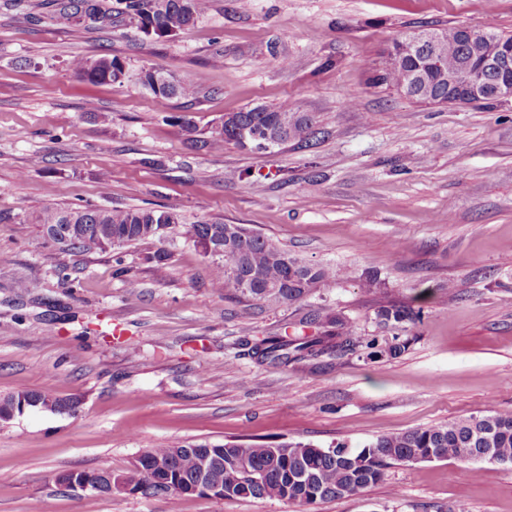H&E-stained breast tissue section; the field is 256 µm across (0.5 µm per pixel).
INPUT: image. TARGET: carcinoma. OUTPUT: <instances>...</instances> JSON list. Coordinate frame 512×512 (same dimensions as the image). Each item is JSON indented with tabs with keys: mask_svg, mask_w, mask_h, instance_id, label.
Segmentation results:
<instances>
[{
	"mask_svg": "<svg viewBox=\"0 0 512 512\" xmlns=\"http://www.w3.org/2000/svg\"><path fill=\"white\" fill-rule=\"evenodd\" d=\"M208 0H117L121 13L139 28L161 30L177 36L189 28L207 10ZM51 15L63 25L112 19V0H47ZM511 42L512 35L491 33V38L472 44L457 28L443 30L442 40L433 48L421 49L394 66L391 52L399 51L402 38H395L385 50L386 65L376 81L392 87L422 103L438 104L444 100L472 103L465 92H452L438 81L430 66L438 57L448 69L456 71L481 56H490L501 42ZM91 83L118 82L126 77L123 62L116 56L72 62ZM143 84L163 102L173 96L192 97L195 87L188 80H175L159 72L147 71ZM237 125L221 127L196 148L217 150L226 144L241 146L237 130L264 137H276L275 146L289 141L307 143L315 135L314 117L297 112L284 102L270 109L253 107L235 113ZM37 223L48 231L68 235L72 247L102 248L101 240L123 246L149 239H163L178 223L173 213L162 208L117 209L74 208L46 209ZM180 234L194 246L206 242L220 244L224 254L213 258V285L226 296L239 301H263L293 305L317 288L352 277V271L333 264H308L273 240L255 234L240 224H184ZM378 317L389 322H414L417 314L404 306L382 307ZM319 335L296 344V352H324L336 348L353 349L361 343L355 327L341 314L329 309L318 316ZM290 342L284 336H268L251 348L264 360L288 363ZM29 406L41 405L58 412H72L76 403L46 394L24 392L0 400V412L19 401ZM428 459H459L512 466V413L485 410L478 415L445 425L394 433L377 438L361 448L336 443L332 448L316 450L310 444L226 443L217 450L206 445L190 446L173 456L170 448H148L139 455L137 469L124 484L146 497L168 493V487H192L207 467L212 482L224 485V497L278 498L300 505L349 497L381 480L391 465Z\"/></svg>",
	"mask_w": 512,
	"mask_h": 512,
	"instance_id": "cac0c4a2",
	"label": "carcinoma"
}]
</instances>
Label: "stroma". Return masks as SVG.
Segmentation results:
<instances>
[{
    "label": "stroma",
    "instance_id": "35a3bbf8",
    "mask_svg": "<svg viewBox=\"0 0 512 512\" xmlns=\"http://www.w3.org/2000/svg\"><path fill=\"white\" fill-rule=\"evenodd\" d=\"M459 25L512 34V0H209L174 38L121 15L59 25L45 0H0V399L78 403L0 424V512H512V467L456 459L394 465L309 506L57 482L123 475L149 448H357L512 411V102L425 105L373 81L391 39ZM103 55L124 62L123 82L72 66ZM148 70L191 79L196 96L158 108ZM285 101L314 117L311 147L194 148L225 114ZM48 206L242 224L356 277L291 306L239 303L180 238L60 248L35 221ZM367 273L377 294L360 287ZM390 304L420 321H382ZM323 306L363 345L285 365L252 355L275 334L316 337ZM395 344L404 352L387 356ZM21 399H23L27 406H37L41 405L46 408L54 409L58 412L60 411H75L76 403L74 401H66L57 398H53L46 394L34 393V392H24L17 394V396L12 395L3 400H0V412H6L9 409L13 408L15 403L21 405ZM20 401V402H19ZM0 413V422L4 421L3 417L1 418Z\"/></svg>",
    "mask_w": 512,
    "mask_h": 512
}]
</instances>
